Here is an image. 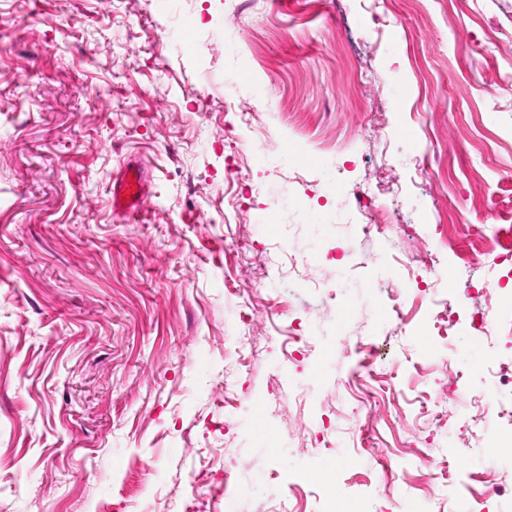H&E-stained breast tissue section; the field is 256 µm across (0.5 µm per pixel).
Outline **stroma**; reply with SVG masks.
I'll list each match as a JSON object with an SVG mask.
<instances>
[{
  "label": "stroma",
  "mask_w": 512,
  "mask_h": 512,
  "mask_svg": "<svg viewBox=\"0 0 512 512\" xmlns=\"http://www.w3.org/2000/svg\"><path fill=\"white\" fill-rule=\"evenodd\" d=\"M230 43L249 74L228 102ZM510 45L512 0H0V512H512V456L477 447L484 432L512 446L494 415L512 341L493 333L512 319ZM379 84L391 100L371 99ZM259 131L313 163H253ZM131 166L148 205L125 221L111 187ZM388 171L379 202L404 236L480 228L478 269L458 233L412 267L356 244L352 187ZM387 280L409 293L400 313L370 290ZM424 282L436 294L414 296ZM450 295L457 334L421 343ZM446 363L464 378L442 430L419 408ZM374 364L403 426L345 384ZM301 415L305 454L283 438ZM443 460L451 477L430 479ZM491 469L506 492L476 502Z\"/></svg>",
  "instance_id": "35a3bbf8"
}]
</instances>
